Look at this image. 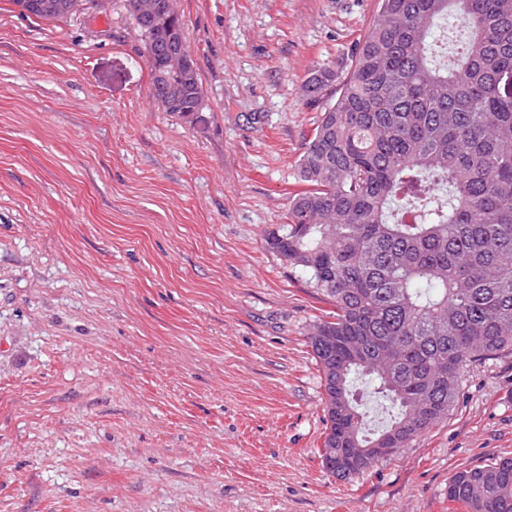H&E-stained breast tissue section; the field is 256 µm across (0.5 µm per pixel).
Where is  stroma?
Returning a JSON list of instances; mask_svg holds the SVG:
<instances>
[{
    "label": "stroma",
    "mask_w": 512,
    "mask_h": 512,
    "mask_svg": "<svg viewBox=\"0 0 512 512\" xmlns=\"http://www.w3.org/2000/svg\"><path fill=\"white\" fill-rule=\"evenodd\" d=\"M205 107L154 103L121 0H0V512H465L512 457V353L352 479L322 465L327 305L268 249L379 0H177ZM26 15L42 20L63 19L84 10L85 0H15ZM448 500L468 512H512V458L455 473L448 481Z\"/></svg>",
    "instance_id": "35a3bbf8"
}]
</instances>
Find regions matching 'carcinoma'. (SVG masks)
Returning a JSON list of instances; mask_svg holds the SVG:
<instances>
[{
    "mask_svg": "<svg viewBox=\"0 0 512 512\" xmlns=\"http://www.w3.org/2000/svg\"><path fill=\"white\" fill-rule=\"evenodd\" d=\"M42 20L84 10L85 0H15ZM355 65L330 99L298 163L305 188L267 247L306 276L331 309L311 348L326 393L324 467L353 478L448 418L461 370L512 351V0H380ZM153 15L123 0L143 43L186 45L168 0ZM457 20L468 37L430 41ZM152 97L196 123L201 82L177 104L178 74L147 57ZM327 66L308 79L312 99L331 96ZM366 380L367 393L351 380ZM376 395L390 422L366 429L363 400ZM448 500L467 512H512V458L455 473Z\"/></svg>",
    "mask_w": 512,
    "mask_h": 512,
    "instance_id": "cac0c4a2",
    "label": "carcinoma"
}]
</instances>
